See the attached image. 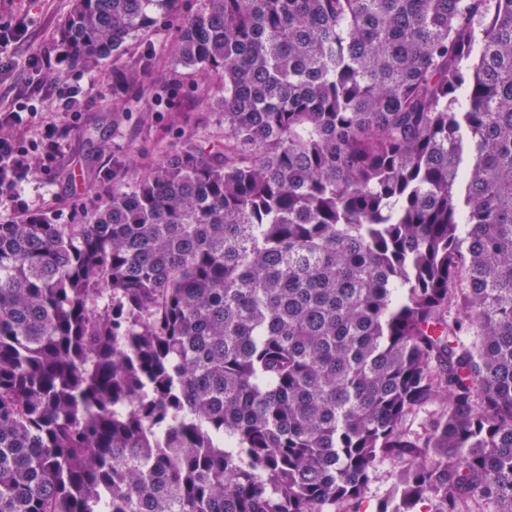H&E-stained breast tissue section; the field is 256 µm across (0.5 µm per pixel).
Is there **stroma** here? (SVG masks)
Masks as SVG:
<instances>
[{
  "mask_svg": "<svg viewBox=\"0 0 512 512\" xmlns=\"http://www.w3.org/2000/svg\"><path fill=\"white\" fill-rule=\"evenodd\" d=\"M70 0H0V25L24 18L27 32L15 46L10 70L0 72V95H10L31 78L27 58L34 53L56 50V32ZM175 28H157L145 39L132 42L128 55L146 64L144 86L165 82L170 77L169 51ZM70 84L81 86L86 105L71 120V130L61 157L51 173L39 175L26 189V196L38 201L40 209L56 223L72 221L74 205L99 203L112 185V176L132 180L170 153L182 140L207 133L223 136L215 113L195 101L197 79L179 78L169 101L149 105L133 103L131 111L112 109V64L104 61L87 69L70 70Z\"/></svg>",
  "mask_w": 512,
  "mask_h": 512,
  "instance_id": "35a3bbf8",
  "label": "stroma"
}]
</instances>
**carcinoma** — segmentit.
<instances>
[{
	"instance_id": "obj_1",
	"label": "carcinoma",
	"mask_w": 512,
	"mask_h": 512,
	"mask_svg": "<svg viewBox=\"0 0 512 512\" xmlns=\"http://www.w3.org/2000/svg\"><path fill=\"white\" fill-rule=\"evenodd\" d=\"M180 2L58 28L224 142L0 224V512H512V0ZM175 23L161 26L143 40L128 45L126 57L142 58L147 64L143 85L151 87L170 78L169 51L175 38ZM399 466L388 459H378L372 472V480L360 501L358 508L361 512H376L379 502L392 491Z\"/></svg>"
}]
</instances>
